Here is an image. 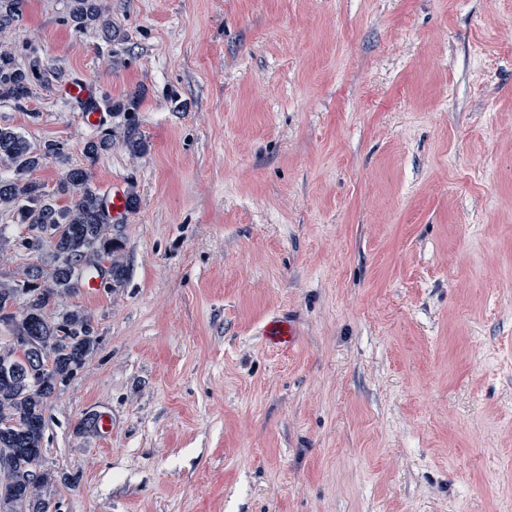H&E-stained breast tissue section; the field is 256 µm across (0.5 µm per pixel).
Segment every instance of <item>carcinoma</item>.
<instances>
[{
    "mask_svg": "<svg viewBox=\"0 0 512 512\" xmlns=\"http://www.w3.org/2000/svg\"><path fill=\"white\" fill-rule=\"evenodd\" d=\"M20 7L21 0H0V35ZM64 23L78 32H112V16L101 0H71ZM50 74L37 58L19 64L0 44V99L22 105L30 86ZM99 106L123 123L86 140L85 157L96 160L118 136L132 154H145L148 142L131 112L135 103L105 96ZM0 161L11 170L0 176V212L20 227L8 234L0 225V253L37 259L13 276L0 275V349L12 355L11 367H0V481L5 483L0 512H59L52 488L75 487L79 476L45 468V413L57 386L75 378L101 340L94 317L66 300L89 279L87 258L106 265L105 290L122 287L128 273L125 248L120 225L110 222L91 172L69 164L61 142L33 144L17 129L0 125ZM50 161L66 167L51 186L33 178Z\"/></svg>",
    "mask_w": 512,
    "mask_h": 512,
    "instance_id": "1",
    "label": "carcinoma"
}]
</instances>
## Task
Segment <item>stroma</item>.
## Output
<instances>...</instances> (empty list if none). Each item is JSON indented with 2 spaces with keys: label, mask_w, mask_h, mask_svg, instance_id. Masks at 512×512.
<instances>
[{
  "label": "stroma",
  "mask_w": 512,
  "mask_h": 512,
  "mask_svg": "<svg viewBox=\"0 0 512 512\" xmlns=\"http://www.w3.org/2000/svg\"><path fill=\"white\" fill-rule=\"evenodd\" d=\"M104 3L108 36L70 0L1 36L149 144L87 162L53 79L0 100L138 198L123 287L71 299L101 341L46 412L60 512H512V0ZM72 4L64 23L75 31L100 29L112 33V16L107 14L101 0H71ZM263 335L277 345H292L297 336L296 329L291 321L272 320L263 327Z\"/></svg>",
  "instance_id": "obj_1"
}]
</instances>
